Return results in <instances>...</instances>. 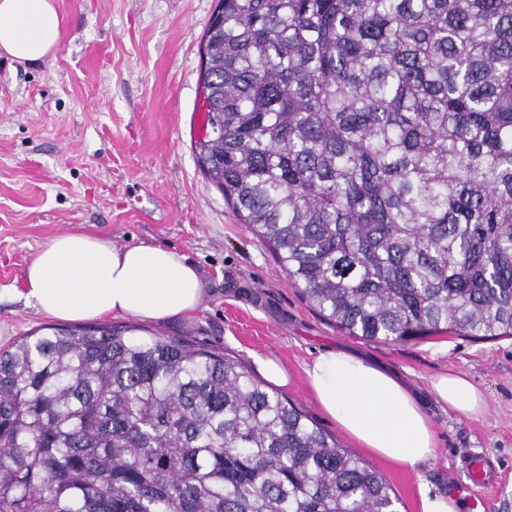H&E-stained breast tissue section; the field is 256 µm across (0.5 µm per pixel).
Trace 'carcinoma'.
<instances>
[{"label":"carcinoma","instance_id":"cac0c4a2","mask_svg":"<svg viewBox=\"0 0 512 512\" xmlns=\"http://www.w3.org/2000/svg\"><path fill=\"white\" fill-rule=\"evenodd\" d=\"M196 160L367 341L512 337V0H218ZM243 362L56 328L0 348V512H398Z\"/></svg>","mask_w":512,"mask_h":512}]
</instances>
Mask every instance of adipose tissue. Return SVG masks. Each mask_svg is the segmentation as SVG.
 <instances>
[{
    "label": "adipose tissue",
    "mask_w": 512,
    "mask_h": 512,
    "mask_svg": "<svg viewBox=\"0 0 512 512\" xmlns=\"http://www.w3.org/2000/svg\"><path fill=\"white\" fill-rule=\"evenodd\" d=\"M61 44L55 0H0V54L28 63L54 57ZM205 285L196 267L155 244L116 246L95 235L54 237L26 266L21 298L47 318L80 321L181 318L196 309ZM320 409L358 447L396 465L436 456L434 423L413 387L359 354L330 348L304 369ZM436 401L464 419L483 416L484 392L448 371L430 381Z\"/></svg>",
    "instance_id": "1"
}]
</instances>
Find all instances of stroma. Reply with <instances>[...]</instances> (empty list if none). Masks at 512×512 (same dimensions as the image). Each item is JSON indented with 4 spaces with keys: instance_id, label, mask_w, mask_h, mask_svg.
<instances>
[{
    "instance_id": "1",
    "label": "stroma",
    "mask_w": 512,
    "mask_h": 512,
    "mask_svg": "<svg viewBox=\"0 0 512 512\" xmlns=\"http://www.w3.org/2000/svg\"><path fill=\"white\" fill-rule=\"evenodd\" d=\"M217 3L57 0L63 37L54 58L0 56V347L50 327L16 291L56 235L159 244L196 266L207 293L185 317L137 321L141 334L186 339L248 365L257 354L278 358L290 378L287 396L345 448L349 440L317 407L303 369L331 347L358 352L402 375L434 421V459L415 469L367 460L400 512H419L422 483L462 493V461L474 452L502 470L486 512H512V338L369 342L340 332L308 306L199 170L200 42ZM448 370L483 390V417L460 419L438 406L429 380Z\"/></svg>"
}]
</instances>
